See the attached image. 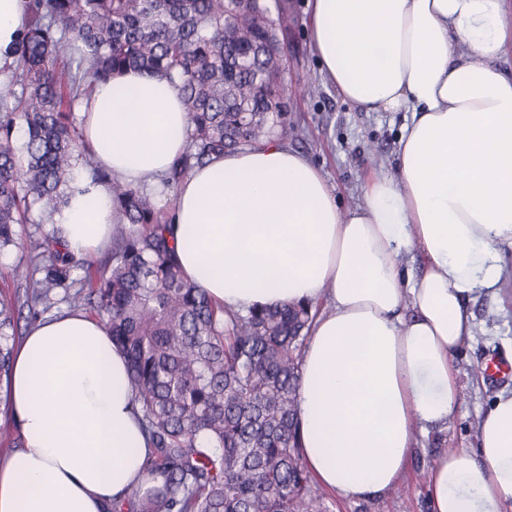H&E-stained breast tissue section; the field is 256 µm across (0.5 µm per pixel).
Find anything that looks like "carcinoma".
Returning a JSON list of instances; mask_svg holds the SVG:
<instances>
[{"label":"carcinoma","mask_w":512,"mask_h":512,"mask_svg":"<svg viewBox=\"0 0 512 512\" xmlns=\"http://www.w3.org/2000/svg\"><path fill=\"white\" fill-rule=\"evenodd\" d=\"M28 15L13 66L21 92L0 98V252L23 253L14 297L0 299V386L20 319L58 302L95 313L127 359L150 447L142 479L106 512H321L296 398L312 306L214 303L182 273L170 213L104 171L73 117L96 82L127 68L179 82L191 128L170 187L225 153L287 140L290 0H28ZM77 163L119 215L102 261L68 249L61 224L16 236L33 208L50 219L67 202Z\"/></svg>","instance_id":"1"}]
</instances>
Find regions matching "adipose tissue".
Wrapping results in <instances>:
<instances>
[{"label":"adipose tissue","instance_id":"adipose-tissue-1","mask_svg":"<svg viewBox=\"0 0 512 512\" xmlns=\"http://www.w3.org/2000/svg\"><path fill=\"white\" fill-rule=\"evenodd\" d=\"M309 34L337 92L406 112L398 173L371 168L341 207L323 173L265 141L190 170L174 192L185 276L225 310L321 304L298 393L304 463L345 501L384 496L418 434L447 429L470 300L498 286L512 249V0H307ZM27 30V0H0V81ZM85 140L122 182L153 192L187 146L180 87L127 69L80 106ZM92 253L117 221L108 190L79 178L53 216ZM24 439L0 462V512H101L140 473L148 444L124 355L76 312L25 335L8 389ZM479 451L432 461V512H512V393L478 425Z\"/></svg>","mask_w":512,"mask_h":512}]
</instances>
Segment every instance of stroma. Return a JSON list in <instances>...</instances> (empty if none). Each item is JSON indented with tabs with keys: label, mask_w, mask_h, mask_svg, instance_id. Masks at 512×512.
Returning <instances> with one entry per match:
<instances>
[{
	"label": "stroma",
	"mask_w": 512,
	"mask_h": 512,
	"mask_svg": "<svg viewBox=\"0 0 512 512\" xmlns=\"http://www.w3.org/2000/svg\"><path fill=\"white\" fill-rule=\"evenodd\" d=\"M306 0H292L294 20L288 29L285 61L288 126L295 134L289 148L301 151L322 169L341 205L361 202L365 173L373 166L393 170L398 139L405 123L401 112H364L337 93L326 80L307 32ZM475 335L456 356L460 403L446 430L418 436L416 450L402 493L356 502L323 493L326 512H429L424 473L444 448L477 449L476 429L495 396L512 391V375L489 377L487 360L512 362V276L497 294L481 296L472 304Z\"/></svg>",
	"instance_id": "obj_1"
}]
</instances>
